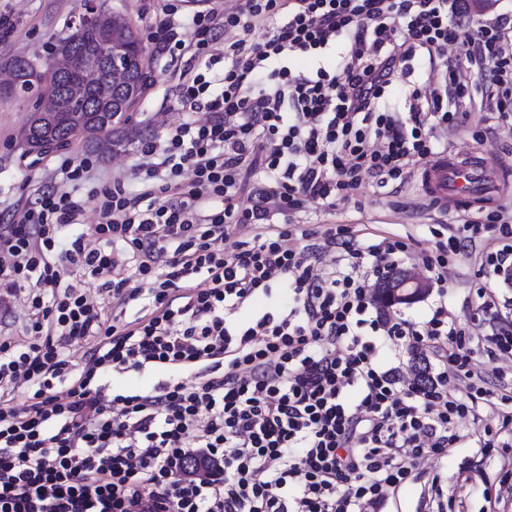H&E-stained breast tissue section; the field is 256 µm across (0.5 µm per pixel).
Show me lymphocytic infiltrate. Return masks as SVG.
Returning a JSON list of instances; mask_svg holds the SVG:
<instances>
[{"label": "lymphocytic infiltrate", "mask_w": 512, "mask_h": 512, "mask_svg": "<svg viewBox=\"0 0 512 512\" xmlns=\"http://www.w3.org/2000/svg\"><path fill=\"white\" fill-rule=\"evenodd\" d=\"M192 23L204 69L177 103L206 120L141 140L134 180L97 192L93 232L83 200L53 185L0 225V294L32 293L27 339L0 335V512H377L425 478L421 460L468 442L511 455L461 421L484 408L512 432L500 364L512 320L497 293L512 283V202L459 216L425 249L357 245L346 226L315 233L297 218L310 202L334 210L368 177L406 185L448 151L468 124L464 74L479 77L484 109L512 119V15L482 23L466 0H239ZM256 27L266 36L249 42ZM422 55L434 88L412 86L397 108L395 77ZM299 56L316 63L292 71ZM452 255L477 262L482 322L461 324L442 301L420 322L379 306L375 281L408 264L444 282ZM65 263L143 316L105 319L61 282ZM279 288L281 310L231 325ZM420 347L439 365L424 380L378 360ZM151 366L169 378L106 398L113 373Z\"/></svg>", "instance_id": "f902f5d3"}]
</instances>
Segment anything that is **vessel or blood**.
I'll return each instance as SVG.
<instances>
[{"label":"vessel or blood","instance_id":"1","mask_svg":"<svg viewBox=\"0 0 512 512\" xmlns=\"http://www.w3.org/2000/svg\"><path fill=\"white\" fill-rule=\"evenodd\" d=\"M418 188L437 208L470 213L512 196V179L485 158L450 150L420 167Z\"/></svg>","mask_w":512,"mask_h":512}]
</instances>
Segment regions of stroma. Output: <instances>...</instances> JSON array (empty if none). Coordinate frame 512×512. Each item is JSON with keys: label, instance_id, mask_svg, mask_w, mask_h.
Wrapping results in <instances>:
<instances>
[{"label": "stroma", "instance_id": "obj_1", "mask_svg": "<svg viewBox=\"0 0 512 512\" xmlns=\"http://www.w3.org/2000/svg\"><path fill=\"white\" fill-rule=\"evenodd\" d=\"M99 7L120 15L140 31L148 47V66L151 81L132 110V122L144 129L146 136L160 137L185 120L179 112L177 94L186 70L192 62L190 47L194 40L192 27L179 28L181 47L160 50L155 39V25L160 17L162 0H97ZM84 12V0H0V14L8 15L13 31L0 40V79L6 73L3 64L11 57L22 55L42 63L48 58V49L68 26L77 22ZM32 95L0 97V224L10 223L19 216L26 204L34 200L39 190L48 184L60 182V165L64 159L85 157L81 143L54 149L32 159L20 148L17 135L34 110ZM452 147L461 151L486 153L491 161L512 169V125L499 121L495 115L484 112L479 101L469 107L468 128L451 139ZM137 161L135 147H127L109 157L93 160L89 180L76 185L78 195L86 197L83 222L91 227L98 224L100 214L89 196L113 179L128 178ZM437 212L421 200L416 185L380 187L366 180L357 196L341 202L335 214L323 215L315 209L303 213L304 222L323 226L348 225L355 241L362 242L377 236H398L427 243L429 231L436 222ZM448 293V307L460 322L470 320L475 307L477 280L473 276L469 258H457L448 270L443 285ZM501 457H480L475 449L464 446L453 449L447 458L426 462L427 470L439 473L443 497L462 503V512H512V492L499 491ZM499 496L497 506H490L489 496Z\"/></svg>", "mask_w": 512, "mask_h": 512}]
</instances>
